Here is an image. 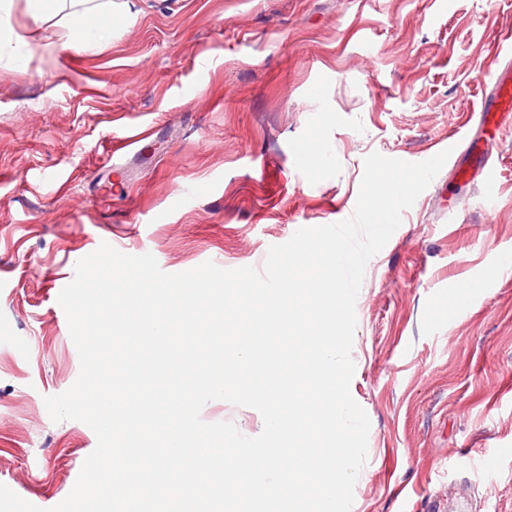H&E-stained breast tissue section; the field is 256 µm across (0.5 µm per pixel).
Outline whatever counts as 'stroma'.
I'll use <instances>...</instances> for the list:
<instances>
[{"label":"stroma","instance_id":"obj_1","mask_svg":"<svg viewBox=\"0 0 512 512\" xmlns=\"http://www.w3.org/2000/svg\"><path fill=\"white\" fill-rule=\"evenodd\" d=\"M128 4L95 52L47 23L25 62H0V483L45 512L97 444L44 403L80 371L56 279L103 242L168 273L263 268L299 228L353 215L368 154L416 163L473 136L512 29V0ZM134 127L152 135L113 175L109 144ZM487 149L493 206L481 169L443 166L367 264L351 512H512V134ZM201 417L263 429L224 400Z\"/></svg>","mask_w":512,"mask_h":512}]
</instances>
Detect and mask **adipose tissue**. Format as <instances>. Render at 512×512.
<instances>
[{"mask_svg":"<svg viewBox=\"0 0 512 512\" xmlns=\"http://www.w3.org/2000/svg\"><path fill=\"white\" fill-rule=\"evenodd\" d=\"M98 8L97 0H24V10L33 23L56 21L66 40L78 41L88 52L98 49L103 41L100 28L87 20L88 13Z\"/></svg>","mask_w":512,"mask_h":512,"instance_id":"1","label":"adipose tissue"}]
</instances>
